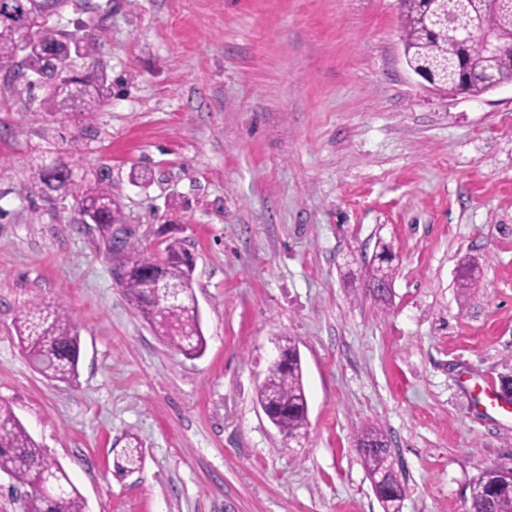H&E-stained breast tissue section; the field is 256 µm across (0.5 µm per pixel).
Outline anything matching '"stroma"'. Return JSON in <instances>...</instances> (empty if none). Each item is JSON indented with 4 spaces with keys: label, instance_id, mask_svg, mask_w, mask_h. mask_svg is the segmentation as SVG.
Returning <instances> with one entry per match:
<instances>
[{
    "label": "stroma",
    "instance_id": "35a3bbf8",
    "mask_svg": "<svg viewBox=\"0 0 512 512\" xmlns=\"http://www.w3.org/2000/svg\"><path fill=\"white\" fill-rule=\"evenodd\" d=\"M50 23L95 38L104 103L46 112L0 70V402L86 512H383L366 425L400 512H468L480 467L512 464V405L479 395L512 378V85L472 97L414 75L400 0H58ZM51 162L76 183L46 199L29 186ZM86 176L111 184L129 241L193 255L201 356L128 304L79 221ZM31 300L75 323L76 383L23 352ZM284 335L308 399L297 443L256 402ZM129 434L144 460L121 474ZM357 447L369 475L383 472L390 466L388 444L376 428H363L357 433Z\"/></svg>",
    "mask_w": 512,
    "mask_h": 512
}]
</instances>
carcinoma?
<instances>
[{"label":"carcinoma","mask_w":512,"mask_h":512,"mask_svg":"<svg viewBox=\"0 0 512 512\" xmlns=\"http://www.w3.org/2000/svg\"><path fill=\"white\" fill-rule=\"evenodd\" d=\"M57 0H0V68L12 69V80L31 87L32 76L50 86L42 101L46 112H60L72 101L66 89L67 75L73 74L85 85L78 104L79 111L89 115L101 107L98 80L89 72H70L77 58L90 59L94 54V39L49 24L48 18ZM403 14V50L407 66L430 65L438 69L435 86L450 92L480 96L493 89L482 67L483 45L475 40L468 44L472 77L465 83L455 77L454 58L458 43L442 34H426L427 17L422 0H401ZM35 27L32 37L22 38L23 32ZM503 44H512V18L493 16L484 22ZM74 185L73 171L58 164L44 165L37 171L35 191L46 195L50 191H68ZM79 214L96 217L97 229L105 244L114 269L122 273L120 285L132 307L143 317L164 343L177 353L197 357L206 349L196 297L192 286L194 260L179 241L166 242L161 251H147L117 236L116 224L125 223L119 200L112 186L101 181H89L77 199ZM165 254L163 278L179 286L178 296L157 302L153 289L147 287L142 272L154 267L159 253ZM380 266L373 270V289L391 284L392 269L383 267L390 257L381 253ZM19 342L31 364L46 378L72 383L78 377L81 341L76 325L68 312L51 302L31 301L24 305L15 319ZM279 346L288 352V365H270L256 393L257 403L270 408L277 429L283 436L296 440L306 433L308 403L302 381L300 354L295 339L284 336ZM357 447L368 474L387 470L388 444L375 428L357 433ZM142 462L139 439L131 435L127 446L117 457L116 470L131 472ZM0 472L17 483L29 486L41 484L50 494L30 493L23 503V512H85L84 498L65 469L40 448L31 434L6 404L0 403ZM477 493L470 512H512V466H486L479 469L472 482Z\"/></svg>","instance_id":"1"}]
</instances>
